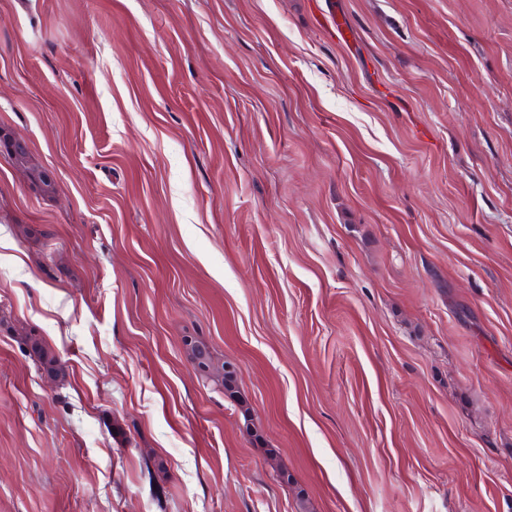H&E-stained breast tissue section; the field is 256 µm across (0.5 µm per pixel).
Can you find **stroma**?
<instances>
[{
    "instance_id": "1",
    "label": "stroma",
    "mask_w": 512,
    "mask_h": 512,
    "mask_svg": "<svg viewBox=\"0 0 512 512\" xmlns=\"http://www.w3.org/2000/svg\"><path fill=\"white\" fill-rule=\"evenodd\" d=\"M2 131L0 512H512V0H0ZM3 148L10 158L22 153L27 154L25 142L21 138L15 136L4 139ZM12 161L20 167L27 168L33 175L34 179L38 181L41 189L44 192L53 193L55 191V187L52 186L51 181L47 180V175L37 171L34 166H30V158L26 157L25 154L17 156L16 158L12 159ZM30 351L37 358L40 366L52 377H63L64 367L56 353L43 341L37 338H30Z\"/></svg>"
}]
</instances>
